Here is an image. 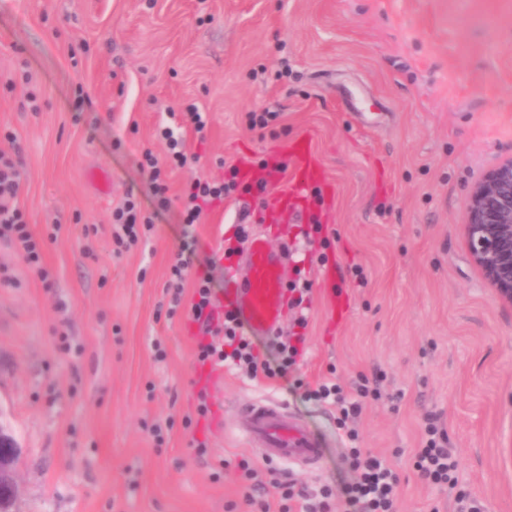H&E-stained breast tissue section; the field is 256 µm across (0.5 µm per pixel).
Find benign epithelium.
Listing matches in <instances>:
<instances>
[{
  "mask_svg": "<svg viewBox=\"0 0 512 512\" xmlns=\"http://www.w3.org/2000/svg\"><path fill=\"white\" fill-rule=\"evenodd\" d=\"M463 227L473 263L498 300L512 307V157L472 185ZM16 454L12 439L0 433V512L15 495L10 465Z\"/></svg>",
  "mask_w": 512,
  "mask_h": 512,
  "instance_id": "benign-epithelium-1",
  "label": "benign epithelium"
}]
</instances>
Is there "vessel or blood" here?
<instances>
[{
	"label": "vessel or blood",
	"mask_w": 512,
	"mask_h": 512,
	"mask_svg": "<svg viewBox=\"0 0 512 512\" xmlns=\"http://www.w3.org/2000/svg\"><path fill=\"white\" fill-rule=\"evenodd\" d=\"M287 153L292 167L286 177L293 188L273 196L267 209V217L273 224L302 220L309 190L325 183L309 141H295ZM244 262L245 277H238L233 269L227 272L222 302L225 309L236 314L249 335H272L282 323L287 296L283 253L272 247L263 235L254 233L245 242ZM239 413L244 421L242 436L250 445L259 447L267 459L304 466L317 465L321 460V438L289 420L284 402L259 400L241 407Z\"/></svg>",
	"instance_id": "1"
}]
</instances>
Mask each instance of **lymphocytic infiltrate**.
Returning <instances> with one entry per match:
<instances>
[{
    "label": "lymphocytic infiltrate",
    "instance_id": "obj_1",
    "mask_svg": "<svg viewBox=\"0 0 512 512\" xmlns=\"http://www.w3.org/2000/svg\"><path fill=\"white\" fill-rule=\"evenodd\" d=\"M158 136L167 147V163H160L152 150H143L140 165L147 169L153 185L154 195L159 205H168L169 185L166 176L167 166L185 167L197 162V155L187 153L185 140L175 134L170 127H162ZM230 181H207L196 179L183 189V224L192 227L204 209L213 203L223 201L229 191L241 188L251 191V184H239V169H232ZM20 190V172L12 158L0 151V239L12 242L24 261L34 271H41L43 245L37 241L28 228L22 209L16 200ZM115 226L113 240L117 248H130L136 245L154 228L151 218L143 216L136 202L126 200L112 213ZM197 240L184 236L174 262L170 266L169 286L173 290L172 304L180 306L185 281H192L193 294L190 312L194 321L206 326L207 330L220 334L217 342L202 343L198 346L197 358L200 362L224 364L232 370H243L251 379L274 380L285 377L305 353L308 326L307 315L296 320L298 327L294 336L281 338L273 336L281 358L270 362L253 345L249 336L232 313L221 312L215 303L210 278L206 271L195 270ZM308 397L323 401L336 410V423L343 430L352 446L346 451L345 459L356 472V480L342 488L340 493L324 488L318 494H310L306 489H294L293 485L279 488V504L271 506L261 497V483L248 461H239L245 493L244 500L252 512H398L399 475L388 461L380 456L356 447L358 434L351 423L362 409V401L372 396L368 384L361 383L354 394L345 393L336 381L326 379L316 387L306 388ZM447 436L437 425H428L421 448L414 455V468L432 483L447 486L454 492L458 512H482L478 500L459 484L456 475L457 462L445 446Z\"/></svg>",
    "mask_w": 512,
    "mask_h": 512
}]
</instances>
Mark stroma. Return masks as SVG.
Masks as SVG:
<instances>
[{
    "instance_id": "35a3bbf8",
    "label": "stroma",
    "mask_w": 512,
    "mask_h": 512,
    "mask_svg": "<svg viewBox=\"0 0 512 512\" xmlns=\"http://www.w3.org/2000/svg\"><path fill=\"white\" fill-rule=\"evenodd\" d=\"M192 103L210 117L205 140L186 137L200 160L171 174L160 209L140 153L165 156L156 128ZM253 112L273 118L254 129ZM2 130L49 273L0 239L11 512H248L237 464L266 480L268 461L232 422L269 394L324 443L317 471L285 464L278 479L340 489L355 477L345 442L303 389L330 374L378 382L357 429L397 471L399 512H457L413 467L431 418L483 512H512V307L462 226L473 183L512 156V0H0ZM299 139L327 176L311 205L322 233L260 223L251 194L191 229L215 295L241 224L289 241L287 281L312 283L305 356L286 378L250 380L199 362L204 333L169 310L178 197ZM130 197L155 228L120 252L111 215Z\"/></svg>"
}]
</instances>
